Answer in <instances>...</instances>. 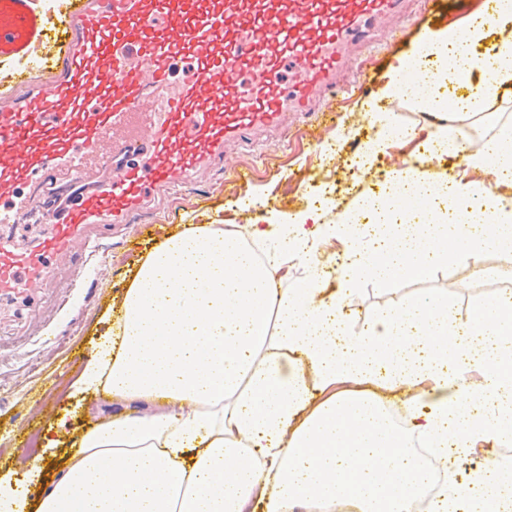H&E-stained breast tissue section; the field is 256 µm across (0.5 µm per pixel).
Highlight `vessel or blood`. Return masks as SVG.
Masks as SVG:
<instances>
[{
  "label": "vessel or blood",
  "mask_w": 512,
  "mask_h": 512,
  "mask_svg": "<svg viewBox=\"0 0 512 512\" xmlns=\"http://www.w3.org/2000/svg\"><path fill=\"white\" fill-rule=\"evenodd\" d=\"M410 0H72L47 82L0 95V332L28 330L64 271L187 189L228 145L334 118L358 60ZM45 37L35 0H0V56ZM187 75L173 81L174 65Z\"/></svg>",
  "instance_id": "obj_1"
}]
</instances>
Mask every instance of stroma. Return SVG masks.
Listing matches in <instances>:
<instances>
[{
  "mask_svg": "<svg viewBox=\"0 0 512 512\" xmlns=\"http://www.w3.org/2000/svg\"><path fill=\"white\" fill-rule=\"evenodd\" d=\"M49 37L36 53L43 64L35 71L38 79L59 50L61 22L71 0H39ZM482 0H433L423 19H411L404 28L379 36L378 50L363 62L361 81L367 92L360 97L338 100L334 121L320 124L295 120L289 128L288 144L268 143L264 151L253 147L232 149L223 165L214 167L204 179L188 190L163 196L149 214L138 217L134 241L139 253L158 244L162 234L182 224H236L242 232L272 216H287L308 208V197L327 182H335L338 193L324 214V228L318 241L317 258L326 262L343 253L345 243L336 229V217L376 190L380 179L394 176L405 160L419 157L430 128L427 110L413 101L382 97L391 69L402 67L416 53L423 29L438 30L460 26L466 13ZM395 113L399 122L415 136L409 142H384L377 151L373 169L351 178L344 169L349 147L362 134L376 135L372 122L374 108ZM250 200L252 211L241 218L237 199ZM94 262V276L72 278L63 274L56 307L48 309L31 328L30 335L0 338V476L21 482L48 483L64 466L68 449L81 434L106 413L119 414V405L105 396L78 392L76 382L83 369L73 355L88 356L111 326L112 300L123 293L139 263L126 259L117 240L104 241ZM487 273L477 278L470 262L454 260L422 281L396 283L383 293L370 280H361L347 317L351 331H358L369 312L414 294L447 293L457 314H468L479 301L511 291L512 278L499 277L496 255L482 256ZM39 412L37 439L31 447L16 448L14 435L31 412ZM66 419L67 433H58L56 423Z\"/></svg>",
  "mask_w": 512,
  "mask_h": 512,
  "instance_id": "stroma-1",
  "label": "stroma"
}]
</instances>
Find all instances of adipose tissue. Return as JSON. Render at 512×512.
Segmentation results:
<instances>
[{
	"label": "adipose tissue",
	"mask_w": 512,
	"mask_h": 512,
	"mask_svg": "<svg viewBox=\"0 0 512 512\" xmlns=\"http://www.w3.org/2000/svg\"><path fill=\"white\" fill-rule=\"evenodd\" d=\"M500 38L489 63L495 84L512 81V14L435 33L455 46L448 84L471 72L473 48ZM466 167L495 181L512 173V123L495 126ZM421 207L371 249L348 235L344 286L325 293L303 243L314 212L255 224L272 241L257 262L238 233L186 224L149 250L119 298L107 338L80 384L107 391L122 415L84 433L63 471L31 499L0 482V512H416L430 474L412 441L445 465L429 512H512V293L453 317L446 296L411 297L369 313L358 334L344 317L356 286L429 277L448 261L500 260L512 276V198L481 208L435 209L436 185L414 180ZM307 279L287 285L288 259ZM401 393L399 431L365 385ZM480 454L461 475L459 457Z\"/></svg>",
	"instance_id": "ef3b65f1"
}]
</instances>
